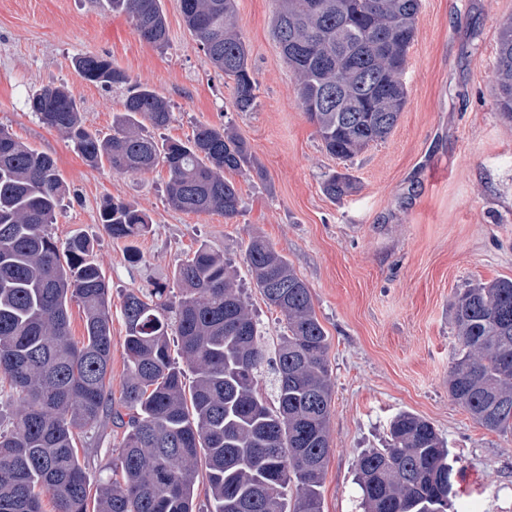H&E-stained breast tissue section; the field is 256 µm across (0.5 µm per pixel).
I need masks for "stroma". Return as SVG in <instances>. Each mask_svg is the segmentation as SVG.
Here are the masks:
<instances>
[{
  "mask_svg": "<svg viewBox=\"0 0 512 512\" xmlns=\"http://www.w3.org/2000/svg\"><path fill=\"white\" fill-rule=\"evenodd\" d=\"M169 44L145 42L131 19L97 0H0V124L49 153L70 187L49 231L58 246L95 241L111 293L113 400L126 373L124 294L172 282L199 245L223 252L249 297L267 345L284 334L278 311L254 287L244 246L259 233L309 287L329 341L334 385L323 512H361L359 455L384 447L391 419L410 412L445 439L454 463L448 512H512V432H492L448 395L457 344L452 303L479 281L512 278V122L493 96L501 23L512 0H422L408 52L407 102L389 137L352 160L327 154L299 106L295 78L272 36V0H236L257 83L255 107L234 111L233 83L204 61L183 23L180 0H163ZM110 56L131 79L169 103L157 139L190 138L197 126H228L249 145L260 173L235 175L237 215L173 209L168 173L116 174L89 167L26 101L45 85L68 87L86 125L108 134L126 91L85 81L74 61ZM353 178L328 197L327 173ZM129 201L152 220L134 241L98 222L104 197ZM122 429L111 420L77 436L90 488L110 476Z\"/></svg>",
  "mask_w": 512,
  "mask_h": 512,
  "instance_id": "35a3bbf8",
  "label": "stroma"
}]
</instances>
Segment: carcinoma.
<instances>
[{
  "instance_id": "cac0c4a2",
  "label": "carcinoma",
  "mask_w": 512,
  "mask_h": 512,
  "mask_svg": "<svg viewBox=\"0 0 512 512\" xmlns=\"http://www.w3.org/2000/svg\"><path fill=\"white\" fill-rule=\"evenodd\" d=\"M99 4L127 14L146 42L168 46L162 0ZM420 8L421 0H276L273 37L330 155L350 159L393 131ZM180 10L205 62L233 81L236 111H251L257 85L235 0H180ZM75 67L91 83L128 87L124 112L103 136L85 125L67 87L47 85L29 98L44 126L91 167L120 174L166 167L167 199L178 211L238 213L241 198L227 174L255 168L244 139L201 125L185 141H159L147 127H166L172 113L154 88L131 84L106 56L82 55ZM494 73L496 106L512 121V18L500 29ZM323 190L341 197L353 182L333 172ZM66 191L55 160L0 125V392L9 388L19 403L0 430V512H43L46 495L55 512H194L201 474L209 512H322L333 384L328 336L305 281L263 236L249 237L255 288L286 323L272 358L231 265L206 245L174 269L179 294L164 283L128 291L126 376L114 407L108 281L90 239L76 235L61 250L48 231ZM99 223L125 240L151 227L143 210L113 198L101 203ZM74 300L84 314L80 341L70 332ZM453 318L459 343L448 393L487 429L512 432V279L457 293ZM104 417L124 429L120 471L100 483L90 511L75 435ZM389 436L388 447L358 458L363 512H444L453 467L433 425L402 412Z\"/></svg>"
}]
</instances>
